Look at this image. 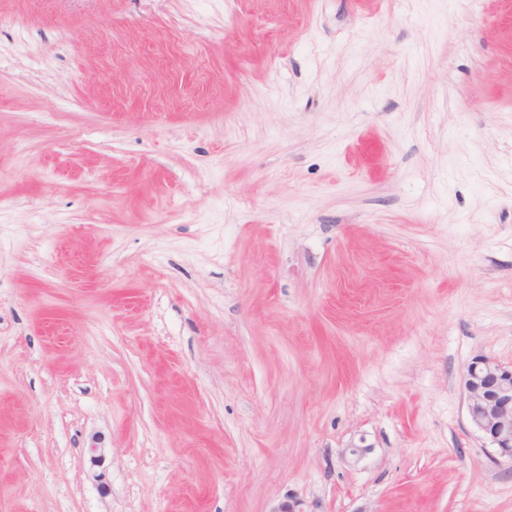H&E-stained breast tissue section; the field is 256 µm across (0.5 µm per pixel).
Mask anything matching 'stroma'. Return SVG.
Here are the masks:
<instances>
[{
    "label": "stroma",
    "mask_w": 512,
    "mask_h": 512,
    "mask_svg": "<svg viewBox=\"0 0 512 512\" xmlns=\"http://www.w3.org/2000/svg\"><path fill=\"white\" fill-rule=\"evenodd\" d=\"M477 356L512 0H6L0 512H512Z\"/></svg>",
    "instance_id": "stroma-1"
}]
</instances>
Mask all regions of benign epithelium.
<instances>
[{"mask_svg":"<svg viewBox=\"0 0 512 512\" xmlns=\"http://www.w3.org/2000/svg\"><path fill=\"white\" fill-rule=\"evenodd\" d=\"M471 426L493 449L491 458L512 470V367L480 357L464 378Z\"/></svg>","mask_w":512,"mask_h":512,"instance_id":"1","label":"benign epithelium"}]
</instances>
